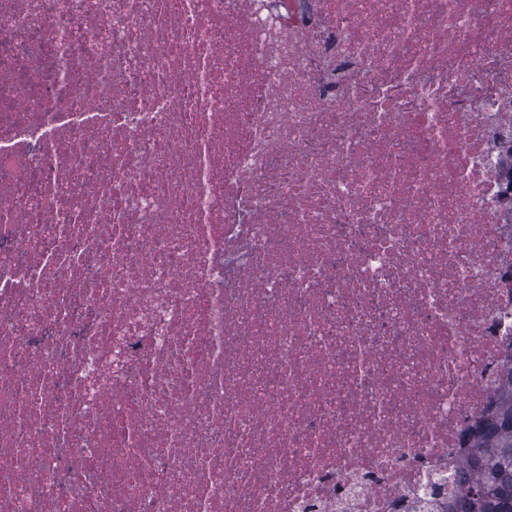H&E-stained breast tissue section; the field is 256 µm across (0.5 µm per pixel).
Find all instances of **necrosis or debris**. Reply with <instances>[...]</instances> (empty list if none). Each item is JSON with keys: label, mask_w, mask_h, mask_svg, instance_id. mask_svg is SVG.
<instances>
[{"label": "necrosis or debris", "mask_w": 512, "mask_h": 512, "mask_svg": "<svg viewBox=\"0 0 512 512\" xmlns=\"http://www.w3.org/2000/svg\"><path fill=\"white\" fill-rule=\"evenodd\" d=\"M512 0H0V512H411L512 350Z\"/></svg>", "instance_id": "4bbe7bcc"}]
</instances>
